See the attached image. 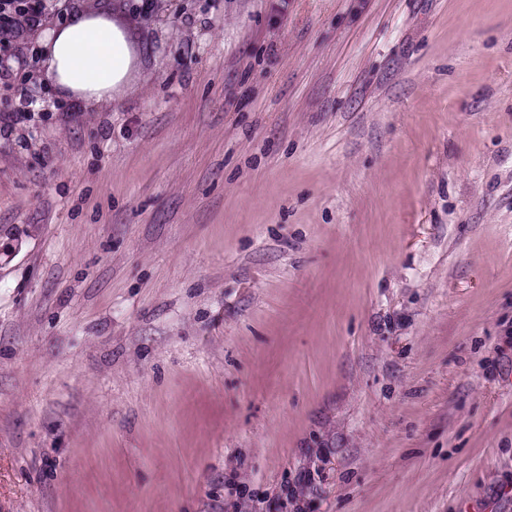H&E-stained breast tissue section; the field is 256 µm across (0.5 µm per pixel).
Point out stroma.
I'll list each match as a JSON object with an SVG mask.
<instances>
[{"label":"stroma","instance_id":"35a3bbf8","mask_svg":"<svg viewBox=\"0 0 512 512\" xmlns=\"http://www.w3.org/2000/svg\"><path fill=\"white\" fill-rule=\"evenodd\" d=\"M110 2L0 136V512H512V0ZM103 6L97 13L75 8L62 25L42 34L43 72L60 96L93 104L112 101V92L123 93L133 51Z\"/></svg>","mask_w":512,"mask_h":512}]
</instances>
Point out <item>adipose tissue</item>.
<instances>
[{"label":"adipose tissue","instance_id":"1","mask_svg":"<svg viewBox=\"0 0 512 512\" xmlns=\"http://www.w3.org/2000/svg\"><path fill=\"white\" fill-rule=\"evenodd\" d=\"M108 13L105 7L94 13L77 8L62 25L43 32V72L60 96L93 104L122 93L133 51Z\"/></svg>","mask_w":512,"mask_h":512}]
</instances>
